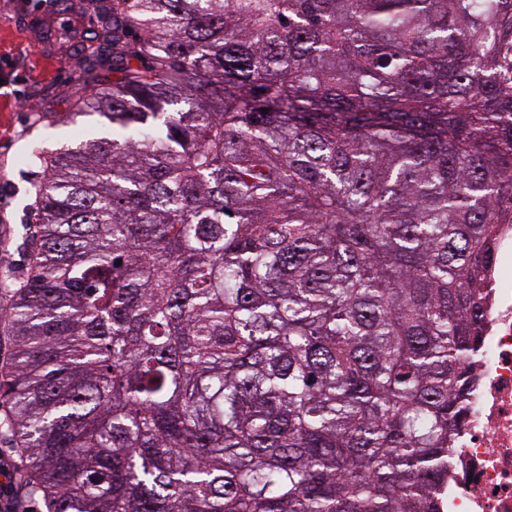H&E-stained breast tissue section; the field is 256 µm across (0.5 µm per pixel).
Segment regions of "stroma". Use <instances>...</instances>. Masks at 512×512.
Listing matches in <instances>:
<instances>
[{"mask_svg": "<svg viewBox=\"0 0 512 512\" xmlns=\"http://www.w3.org/2000/svg\"><path fill=\"white\" fill-rule=\"evenodd\" d=\"M45 17L59 28L77 31L79 38L67 44L41 39L32 26L30 0H0V279L25 276L29 243L36 227L29 217L34 202L30 176L16 159L38 137L49 143L78 145L101 129L98 116L75 113L79 99L97 76L112 72V58L96 50L80 51L79 39L88 29L105 23L104 11L86 15L84 0H72L71 10L53 12L49 0H40Z\"/></svg>", "mask_w": 512, "mask_h": 512, "instance_id": "obj_1", "label": "stroma"}]
</instances>
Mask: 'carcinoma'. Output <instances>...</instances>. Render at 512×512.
Segmentation results:
<instances>
[{
	"label": "carcinoma",
	"instance_id": "obj_1",
	"mask_svg": "<svg viewBox=\"0 0 512 512\" xmlns=\"http://www.w3.org/2000/svg\"><path fill=\"white\" fill-rule=\"evenodd\" d=\"M101 9L115 80L77 114L112 136L24 158L21 494L442 512L512 224V0Z\"/></svg>",
	"mask_w": 512,
	"mask_h": 512
}]
</instances>
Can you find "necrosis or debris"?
<instances>
[{
  "instance_id": "1",
  "label": "necrosis or debris",
  "mask_w": 512,
  "mask_h": 512,
  "mask_svg": "<svg viewBox=\"0 0 512 512\" xmlns=\"http://www.w3.org/2000/svg\"><path fill=\"white\" fill-rule=\"evenodd\" d=\"M477 383L448 469V512H512V225L484 286Z\"/></svg>"
}]
</instances>
